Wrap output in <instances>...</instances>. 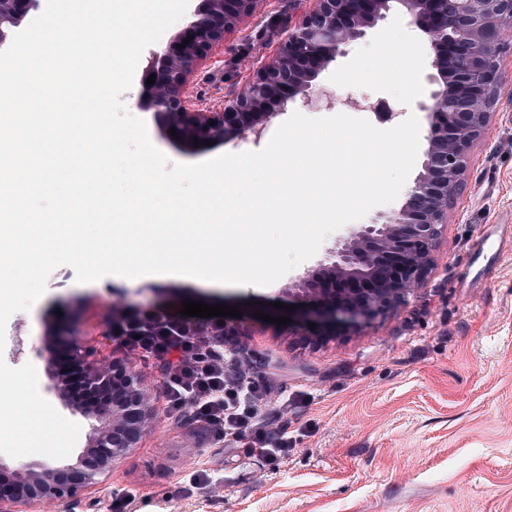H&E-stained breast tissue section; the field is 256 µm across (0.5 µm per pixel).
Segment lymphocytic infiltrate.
Segmentation results:
<instances>
[{
  "mask_svg": "<svg viewBox=\"0 0 512 512\" xmlns=\"http://www.w3.org/2000/svg\"><path fill=\"white\" fill-rule=\"evenodd\" d=\"M112 331L129 351L162 361L167 416L191 411L218 435L248 440L251 451L270 463L287 457L288 431L270 430L267 390L253 377L222 319L117 307Z\"/></svg>",
  "mask_w": 512,
  "mask_h": 512,
  "instance_id": "1",
  "label": "lymphocytic infiltrate"
}]
</instances>
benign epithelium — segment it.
Listing matches in <instances>:
<instances>
[{
	"label": "benign epithelium",
	"instance_id": "benign-epithelium-1",
	"mask_svg": "<svg viewBox=\"0 0 512 512\" xmlns=\"http://www.w3.org/2000/svg\"><path fill=\"white\" fill-rule=\"evenodd\" d=\"M261 2L198 0L181 30L147 59L139 106L186 143L258 137L272 115L298 99L309 107L330 103L331 91L312 90V81L342 54L345 44L394 6L430 37L436 52L438 88L419 105L428 117L423 171L404 203L356 225L336 240L327 262L302 277L299 287L288 289V299L295 303L288 318L306 329L307 339L324 344L336 330L356 329L394 309L421 284L469 153L489 131L499 72L495 23L512 25V0H316L244 92L219 112L193 109L187 97L189 76ZM37 5L38 0H0V45L9 28ZM152 75L155 83L148 86ZM71 356L85 363V398H69L66 377L57 371L54 389L67 408L92 422L95 448L82 451L73 462L23 464L17 482L0 484V512H19V505L42 512L47 504L104 482L159 418L151 388L129 360L88 361L76 337Z\"/></svg>",
	"mask_w": 512,
	"mask_h": 512
}]
</instances>
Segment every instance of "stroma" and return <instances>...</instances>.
<instances>
[{
    "label": "stroma",
    "instance_id": "stroma-1",
    "mask_svg": "<svg viewBox=\"0 0 512 512\" xmlns=\"http://www.w3.org/2000/svg\"><path fill=\"white\" fill-rule=\"evenodd\" d=\"M314 0H262L253 15L192 75L188 94L196 109L221 110L273 59L287 33ZM434 52L410 16L391 10L349 42L314 80L336 100L302 108L309 118L345 114L380 129L416 115L433 89ZM136 89L122 99L142 119L153 144L170 163H196L225 153L257 151L266 138H228L196 146L173 138L151 112L136 105ZM382 101L395 112L371 111ZM487 136L472 149L448 222L422 281L394 311L322 346L302 344L277 326L287 316V290L315 269L338 237L328 236L314 257L271 285L180 279L130 282L110 275L80 283L72 267L56 268L47 298L13 314L4 356L14 368L32 363L40 393L61 415L41 356L52 349L68 368L64 349L79 336L92 359L106 362L122 345L111 334L113 304L181 311L185 300L238 306L224 323L269 385L272 408L287 405L294 448L272 466L245 457L190 416L160 417L138 448L95 491L47 505V512H112L113 498L137 496L127 512H512V27L501 34L499 81ZM491 229L502 254L480 247ZM199 469L224 481L195 495L184 492Z\"/></svg>",
    "mask_w": 512,
    "mask_h": 512
}]
</instances>
